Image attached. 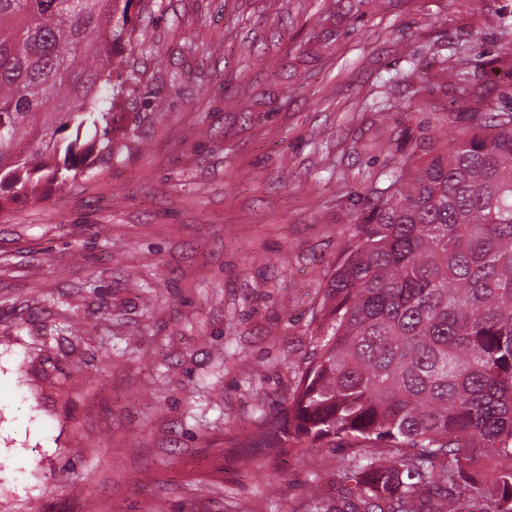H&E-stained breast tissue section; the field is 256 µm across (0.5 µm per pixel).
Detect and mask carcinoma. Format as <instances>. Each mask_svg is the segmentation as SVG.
<instances>
[{
	"label": "carcinoma",
	"mask_w": 512,
	"mask_h": 512,
	"mask_svg": "<svg viewBox=\"0 0 512 512\" xmlns=\"http://www.w3.org/2000/svg\"><path fill=\"white\" fill-rule=\"evenodd\" d=\"M134 0H0V206L123 150L112 107ZM371 185L277 413L283 443L354 449L300 512H512V110L470 109Z\"/></svg>",
	"instance_id": "carcinoma-1"
}]
</instances>
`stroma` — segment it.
<instances>
[{
  "mask_svg": "<svg viewBox=\"0 0 512 512\" xmlns=\"http://www.w3.org/2000/svg\"><path fill=\"white\" fill-rule=\"evenodd\" d=\"M125 149L0 209V500L12 512H297L346 449L275 405L367 191L497 103L512 0H142ZM494 67L477 68V61ZM470 66V82H448ZM400 101L379 114L372 102Z\"/></svg>",
  "mask_w": 512,
  "mask_h": 512,
  "instance_id": "35a3bbf8",
  "label": "stroma"
}]
</instances>
